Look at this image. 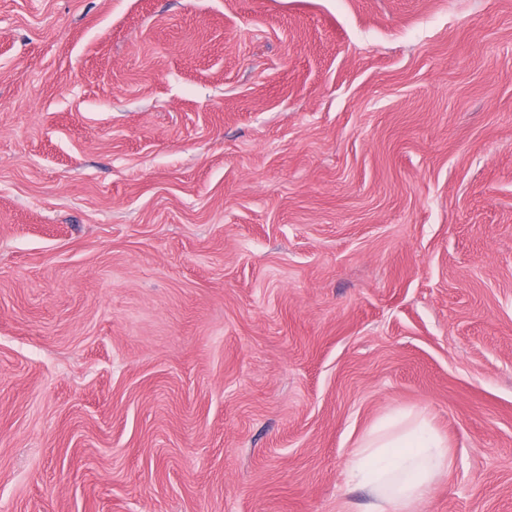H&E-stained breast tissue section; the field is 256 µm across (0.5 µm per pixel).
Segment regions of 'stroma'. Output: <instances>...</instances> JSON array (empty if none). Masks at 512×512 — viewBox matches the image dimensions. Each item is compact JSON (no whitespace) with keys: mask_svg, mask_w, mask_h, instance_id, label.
<instances>
[{"mask_svg":"<svg viewBox=\"0 0 512 512\" xmlns=\"http://www.w3.org/2000/svg\"><path fill=\"white\" fill-rule=\"evenodd\" d=\"M512 512V0H0V512ZM349 477L372 497L370 512H411L448 472L446 440L421 412L403 410L377 422L353 448Z\"/></svg>","mask_w":512,"mask_h":512,"instance_id":"obj_1","label":"stroma"}]
</instances>
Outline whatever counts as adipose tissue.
Listing matches in <instances>:
<instances>
[{"mask_svg":"<svg viewBox=\"0 0 512 512\" xmlns=\"http://www.w3.org/2000/svg\"><path fill=\"white\" fill-rule=\"evenodd\" d=\"M450 466L448 444L431 421L403 410L377 422L353 448L349 477L370 491L371 512H412Z\"/></svg>","mask_w":512,"mask_h":512,"instance_id":"adipose-tissue-1","label":"adipose tissue"}]
</instances>
